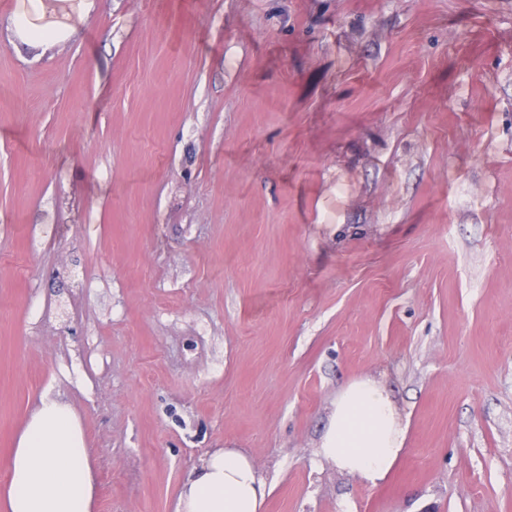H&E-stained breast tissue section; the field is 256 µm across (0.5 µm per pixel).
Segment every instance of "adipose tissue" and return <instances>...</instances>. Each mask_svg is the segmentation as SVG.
Instances as JSON below:
<instances>
[{
    "mask_svg": "<svg viewBox=\"0 0 512 512\" xmlns=\"http://www.w3.org/2000/svg\"><path fill=\"white\" fill-rule=\"evenodd\" d=\"M96 6L79 0H21L11 21L15 41L48 51L68 41ZM406 429L388 391L358 380L338 396L319 453L340 471L371 485L384 481L403 452ZM267 496L250 458L226 448L183 483L175 512H260ZM94 476L82 426L71 408L42 396L12 453L0 512H92Z\"/></svg>",
    "mask_w": 512,
    "mask_h": 512,
    "instance_id": "obj_1",
    "label": "adipose tissue"
}]
</instances>
